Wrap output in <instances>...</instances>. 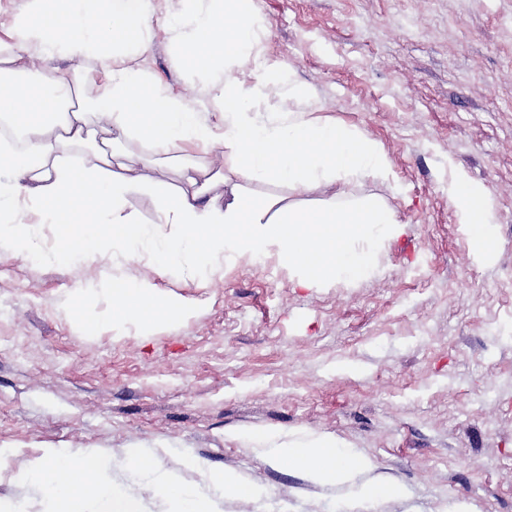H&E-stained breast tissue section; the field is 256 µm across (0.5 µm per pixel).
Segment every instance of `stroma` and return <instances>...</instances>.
<instances>
[{"instance_id": "stroma-1", "label": "stroma", "mask_w": 512, "mask_h": 512, "mask_svg": "<svg viewBox=\"0 0 512 512\" xmlns=\"http://www.w3.org/2000/svg\"><path fill=\"white\" fill-rule=\"evenodd\" d=\"M258 50L312 95L313 118L376 143L387 179L303 192L252 182L289 202L373 197L401 233L369 246L371 270L309 288L277 256H0V503L48 512L18 472L50 448L107 455L112 479L147 512H177L134 477L133 450L189 486L224 471L263 488L223 512H512V0H251ZM182 0H153L137 69L192 98L167 26ZM487 198L497 249L471 252L451 192ZM152 282L192 314L144 331L113 328L109 281ZM91 292L93 326L68 303ZM328 438L367 456L349 483L313 480L263 454L268 443ZM373 481L403 495L364 497Z\"/></svg>"}]
</instances>
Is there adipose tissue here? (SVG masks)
<instances>
[{"label":"adipose tissue","instance_id":"adipose-tissue-1","mask_svg":"<svg viewBox=\"0 0 512 512\" xmlns=\"http://www.w3.org/2000/svg\"><path fill=\"white\" fill-rule=\"evenodd\" d=\"M185 11L168 25L185 66L208 75L202 98L170 92L133 66L150 43L151 0H31L7 38L0 39V116L7 115L20 136L0 134V250L13 256L33 253L31 225L57 228L51 255L88 257L117 250L136 257L151 250L160 267L179 265L191 256L197 268L211 267L224 254L276 255L299 271L309 287L329 280H358L370 270L359 251L401 229L396 213L373 198L326 200L307 207L254 195L247 181L257 179L303 191L331 180L384 177L388 161L372 141L336 124L288 111L277 121L257 119L251 107L265 95L273 76L253 49L257 21L250 0H186ZM69 54L86 58L103 74L57 71L51 80L32 77L34 57ZM253 63L254 82L243 87L236 64ZM137 139L151 163L174 169L179 184L137 171L125 150ZM230 151L235 165L213 169L195 151ZM229 187L232 200L219 205L212 191ZM151 192L156 221L175 224L179 236L147 246L140 215L127 207L128 195ZM469 245L482 258L493 257L496 241L488 228L486 199L471 181L454 185ZM278 219H270L272 208ZM112 322H139L143 329L179 319L181 300L159 295L148 282L107 286ZM281 466L302 469L315 480L350 482L369 466L333 441L292 440L266 449ZM133 472L154 484L184 512H220V497L260 496L261 490L237 476L210 473L201 488L187 487L171 471L135 452ZM28 478L57 501L62 512H144L140 502L112 481L111 461L103 455L70 457L47 452L33 463Z\"/></svg>","mask_w":512,"mask_h":512}]
</instances>
